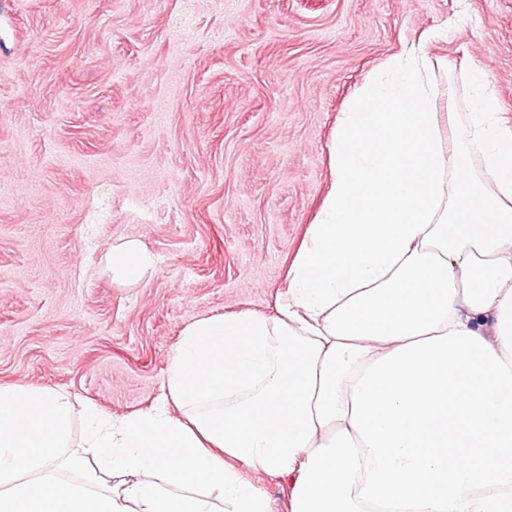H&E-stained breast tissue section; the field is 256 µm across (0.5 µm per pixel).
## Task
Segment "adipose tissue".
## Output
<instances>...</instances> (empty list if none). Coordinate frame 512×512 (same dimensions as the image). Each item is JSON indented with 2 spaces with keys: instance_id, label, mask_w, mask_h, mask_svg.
Listing matches in <instances>:
<instances>
[{
  "instance_id": "adipose-tissue-1",
  "label": "adipose tissue",
  "mask_w": 512,
  "mask_h": 512,
  "mask_svg": "<svg viewBox=\"0 0 512 512\" xmlns=\"http://www.w3.org/2000/svg\"><path fill=\"white\" fill-rule=\"evenodd\" d=\"M425 42L372 74L329 148L331 180L271 315L188 326L160 404L84 411L72 453L61 391L0 385V512H271L250 477L294 489L302 463L350 427L365 364L471 330L512 368V130L471 68L472 112L432 109ZM113 279L155 259L112 247Z\"/></svg>"
}]
</instances>
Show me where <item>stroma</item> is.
Listing matches in <instances>:
<instances>
[{
	"label": "stroma",
	"mask_w": 512,
	"mask_h": 512,
	"mask_svg": "<svg viewBox=\"0 0 512 512\" xmlns=\"http://www.w3.org/2000/svg\"><path fill=\"white\" fill-rule=\"evenodd\" d=\"M426 33L434 111L480 67L512 128V0H0V384L145 412L186 327L272 314L341 112ZM113 280H131L142 277L152 269L155 259L139 241L129 240L113 246L107 255Z\"/></svg>",
	"instance_id": "1"
}]
</instances>
